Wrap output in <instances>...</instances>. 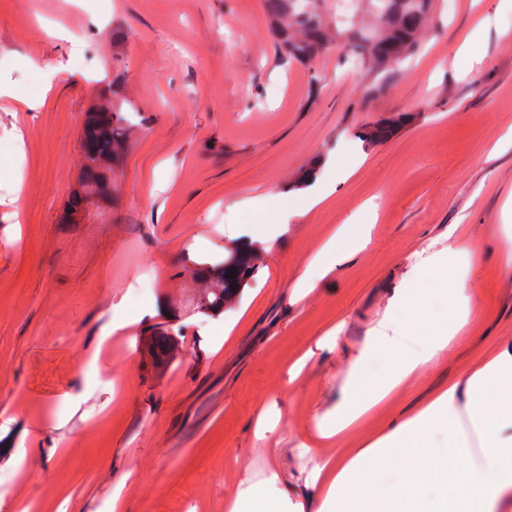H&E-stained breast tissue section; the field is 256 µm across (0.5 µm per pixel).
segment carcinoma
Returning <instances> with one entry per match:
<instances>
[{
	"instance_id": "carcinoma-1",
	"label": "carcinoma",
	"mask_w": 512,
	"mask_h": 512,
	"mask_svg": "<svg viewBox=\"0 0 512 512\" xmlns=\"http://www.w3.org/2000/svg\"><path fill=\"white\" fill-rule=\"evenodd\" d=\"M266 11L278 49L302 64H310L331 44L346 52L348 61L370 71L385 69L421 48L420 35L426 26L432 0H369L379 29L366 30L353 17L326 6V0H265ZM399 120L386 119L366 125L358 138L373 145L390 138ZM133 116L111 103L95 106L86 113L80 188L73 191L64 207L67 223L79 224L93 207L112 199V180L123 160ZM257 251L245 249L225 259L210 257L195 263L193 275L200 284L197 313L213 316L232 302L256 269ZM232 272L236 277L229 279ZM180 333H162L144 339L142 350L154 367L162 370L183 352Z\"/></svg>"
}]
</instances>
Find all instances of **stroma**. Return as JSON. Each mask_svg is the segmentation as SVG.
<instances>
[{
    "label": "stroma",
    "instance_id": "stroma-1",
    "mask_svg": "<svg viewBox=\"0 0 512 512\" xmlns=\"http://www.w3.org/2000/svg\"><path fill=\"white\" fill-rule=\"evenodd\" d=\"M423 45L368 72L336 48L309 65L277 53L265 0H0V512H227L269 468L300 478L336 451L317 426L392 293L413 289L428 330L447 327L451 239L476 247L479 314L347 447L512 339L492 232L512 198V11L435 0ZM106 89L142 122L108 208L69 224L84 115ZM400 113L387 141L357 139ZM319 157L341 183L309 209L292 182ZM367 201V248L309 271ZM245 246L262 248L258 272L197 314L192 261ZM152 327L185 349L160 374L139 352Z\"/></svg>",
    "mask_w": 512,
    "mask_h": 512
}]
</instances>
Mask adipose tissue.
Wrapping results in <instances>:
<instances>
[{
    "instance_id": "adipose-tissue-1",
    "label": "adipose tissue",
    "mask_w": 512,
    "mask_h": 512,
    "mask_svg": "<svg viewBox=\"0 0 512 512\" xmlns=\"http://www.w3.org/2000/svg\"><path fill=\"white\" fill-rule=\"evenodd\" d=\"M367 224L341 225L311 260L330 271L365 248ZM473 247L456 239L448 247L446 331L422 334L419 317H408L400 335L381 327L349 359L348 379L336 412L318 427L321 438L344 440L375 409L415 374L447 350L477 309L465 268ZM393 350L394 369L364 378L366 361L379 348ZM448 433V454L432 450V437ZM398 469L394 485L378 487L360 502L357 512H512V340L501 342L463 380L448 386L411 411L398 424L350 454L327 456L316 463L303 485L323 505L343 506V493L363 468Z\"/></svg>"
}]
</instances>
